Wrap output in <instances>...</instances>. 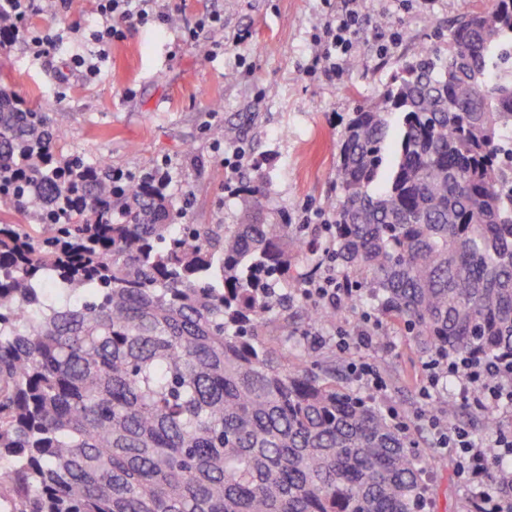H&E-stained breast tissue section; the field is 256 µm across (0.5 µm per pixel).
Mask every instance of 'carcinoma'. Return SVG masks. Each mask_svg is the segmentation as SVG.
I'll return each instance as SVG.
<instances>
[{
  "instance_id": "cac0c4a2",
  "label": "carcinoma",
  "mask_w": 512,
  "mask_h": 512,
  "mask_svg": "<svg viewBox=\"0 0 512 512\" xmlns=\"http://www.w3.org/2000/svg\"><path fill=\"white\" fill-rule=\"evenodd\" d=\"M512 0L352 113L328 258L421 355L512 361ZM0 90V503L8 512H422L403 426L288 329L322 262L267 221L186 224L145 172L62 151ZM31 220L23 226L4 215ZM279 332L272 344L269 328ZM495 494L512 466L487 442Z\"/></svg>"
}]
</instances>
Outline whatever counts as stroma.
Masks as SVG:
<instances>
[{
    "mask_svg": "<svg viewBox=\"0 0 512 512\" xmlns=\"http://www.w3.org/2000/svg\"><path fill=\"white\" fill-rule=\"evenodd\" d=\"M490 0H364L358 50L342 72L313 71L324 24L336 0H166L173 17L163 25L116 19L120 32L106 48L101 71L86 78L63 57L32 56L25 43L0 46V88L42 112H66L60 143L87 158H103L132 175L168 163L171 192L190 194L186 220L192 224H235L245 190L262 176L268 218L303 225V236L325 247L336 203L337 143L357 108L377 102L392 75L417 50L446 46L448 27ZM90 0L47 8L30 0L19 26L35 35L71 31L79 52L93 53ZM219 15L221 25L197 29L198 42L219 40L224 50L198 57L187 39L199 20ZM398 40L380 47L378 29ZM220 126L223 138L210 130ZM246 155L237 169L223 161L236 148ZM370 309L358 300L334 321H304L319 357L337 355V381L405 423L422 460L439 459L425 476L433 512H470L453 449L438 447L418 412L420 388L430 375L427 357L417 355L396 329L381 326L373 343L351 353L336 343L353 333ZM380 376L373 390L363 368Z\"/></svg>",
    "mask_w": 512,
    "mask_h": 512,
    "instance_id": "35a3bbf8",
    "label": "stroma"
}]
</instances>
